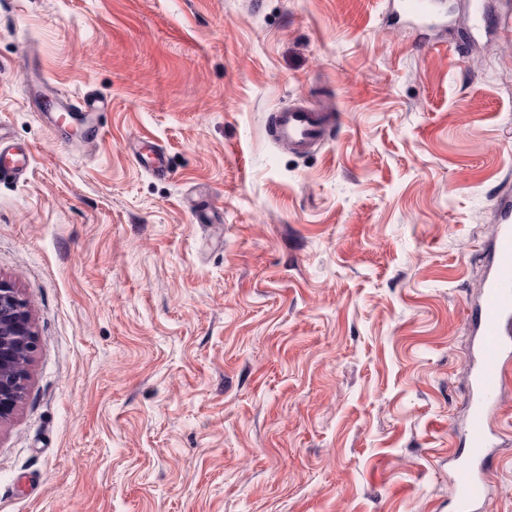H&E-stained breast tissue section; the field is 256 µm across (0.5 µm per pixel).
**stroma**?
<instances>
[{"label": "stroma", "mask_w": 512, "mask_h": 512, "mask_svg": "<svg viewBox=\"0 0 512 512\" xmlns=\"http://www.w3.org/2000/svg\"><path fill=\"white\" fill-rule=\"evenodd\" d=\"M0 0V278L38 347L0 512H453L467 313L512 195V38L444 0ZM97 94L85 146L30 104ZM298 101L337 124L278 147ZM160 148L168 174L129 144ZM505 440L478 512H512ZM399 13L415 21L423 31L443 24V19L434 8L433 0H399ZM31 164V153L7 143L0 133V183L25 175Z\"/></svg>", "instance_id": "obj_1"}]
</instances>
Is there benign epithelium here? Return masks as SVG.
Returning <instances> with one entry per match:
<instances>
[{
    "instance_id": "benign-epithelium-1",
    "label": "benign epithelium",
    "mask_w": 512,
    "mask_h": 512,
    "mask_svg": "<svg viewBox=\"0 0 512 512\" xmlns=\"http://www.w3.org/2000/svg\"><path fill=\"white\" fill-rule=\"evenodd\" d=\"M36 348L27 301L17 288L0 279V422L27 394L28 372L22 359H30Z\"/></svg>"
}]
</instances>
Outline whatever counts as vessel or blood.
I'll use <instances>...</instances> for the list:
<instances>
[{"mask_svg":"<svg viewBox=\"0 0 512 512\" xmlns=\"http://www.w3.org/2000/svg\"><path fill=\"white\" fill-rule=\"evenodd\" d=\"M399 12L415 21L424 31L443 22L434 0H399ZM29 97L38 111L53 116L56 129L95 140L92 113L105 107L97 95L78 97L58 93L44 77L33 74L26 82ZM332 118L307 108L285 109L276 113L273 137L289 149L304 153L324 141ZM31 164L29 151L0 137V183L25 175ZM499 231L488 255V272L482 298L472 313L475 341L471 352V381L464 401L467 409L462 448L453 470L456 512H474L486 489L481 479L485 466L493 463L498 437L491 418L496 412L503 383L512 374V199H498Z\"/></svg>","mask_w":512,"mask_h":512,"instance_id":"obj_1","label":"vessel or blood"}]
</instances>
